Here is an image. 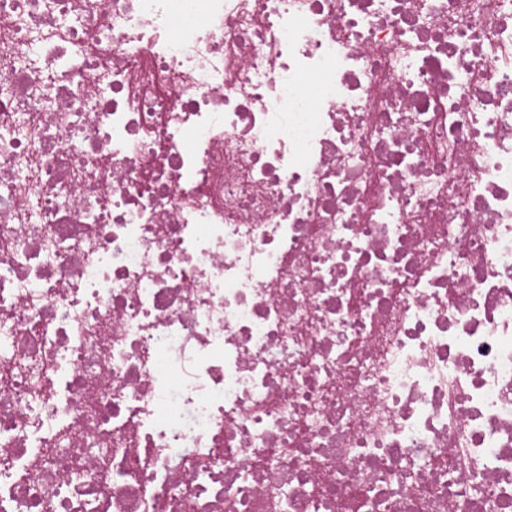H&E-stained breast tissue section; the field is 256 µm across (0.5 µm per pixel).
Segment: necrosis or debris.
Instances as JSON below:
<instances>
[{
  "instance_id": "4bbe7bcc",
  "label": "necrosis or debris",
  "mask_w": 512,
  "mask_h": 512,
  "mask_svg": "<svg viewBox=\"0 0 512 512\" xmlns=\"http://www.w3.org/2000/svg\"><path fill=\"white\" fill-rule=\"evenodd\" d=\"M0 512H512V0H0Z\"/></svg>"
}]
</instances>
